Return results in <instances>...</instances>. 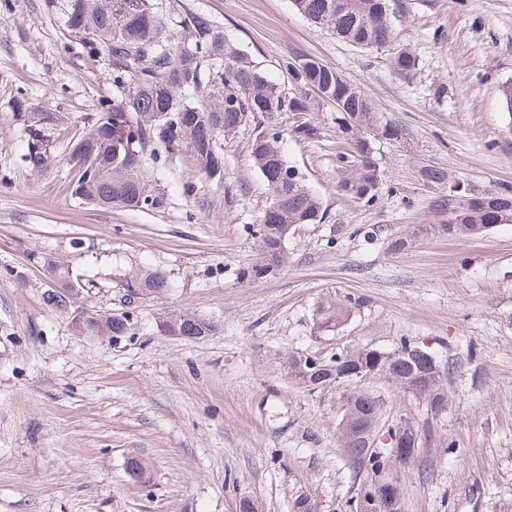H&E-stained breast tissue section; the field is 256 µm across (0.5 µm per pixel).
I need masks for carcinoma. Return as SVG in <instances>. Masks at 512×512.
Returning a JSON list of instances; mask_svg holds the SVG:
<instances>
[{
    "label": "carcinoma",
    "instance_id": "carcinoma-1",
    "mask_svg": "<svg viewBox=\"0 0 512 512\" xmlns=\"http://www.w3.org/2000/svg\"><path fill=\"white\" fill-rule=\"evenodd\" d=\"M294 8L315 26L336 34L351 45L377 50L393 40L387 0H291ZM158 0H64L63 14L68 29L81 35L84 49L108 59L112 73V98L103 99L99 110L85 118L83 128L67 140L71 195L100 208L128 210L157 209L167 202L165 191L153 186L144 175L145 166L161 161L179 165L188 177L182 193L195 194L196 180L224 183V140L243 126L265 123L251 141L249 154L269 195L268 208H277L281 219L260 220L255 231L259 261L252 266L256 278L275 274L285 262V243L297 227L318 224L324 210L320 198L306 188L290 165L282 143L279 117L287 112L294 119L292 131L311 135L302 115L314 110L319 101L310 92L327 91L344 98L339 112H360L376 121L379 136L401 140L405 130L378 115L361 91L347 82L336 69L315 59L294 56L283 60L291 83L289 90L268 79L247 53L206 15L177 11L166 23ZM396 73L409 78L418 67L417 57L400 50L393 58ZM58 117L49 112H32L26 117L28 168L40 170L47 160V147L55 137ZM349 152L338 153L337 188L355 199H372L380 173L371 149L346 138ZM506 209L503 223L512 224V187L497 193L473 196L468 207H460L443 196L437 210L450 213V223L437 224L441 233L455 239L477 238L489 231L493 211ZM61 288L84 290L86 283L69 265L47 262ZM121 302L135 303L132 291L145 296L168 288L164 274L140 269L116 282ZM348 316V306L321 303L314 329L329 332ZM163 321L172 336H206L217 324L191 313L171 314ZM93 336H121L130 328L129 314L103 313L102 321L91 322ZM410 344L397 348L398 355L379 358L371 349L356 347L330 356L323 368L309 370L299 356L287 353L284 368L297 384L312 390L349 381L345 372L359 363L377 369L400 388L416 387L413 396L427 403L448 402L442 378L427 377L406 352ZM380 406L370 393L354 391L347 400L339 422L341 446L349 465L367 473L349 507H358L359 495L376 492L374 477L392 464L391 449L368 448L366 439L377 435Z\"/></svg>",
    "mask_w": 512,
    "mask_h": 512
}]
</instances>
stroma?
Listing matches in <instances>:
<instances>
[{
	"mask_svg": "<svg viewBox=\"0 0 512 512\" xmlns=\"http://www.w3.org/2000/svg\"><path fill=\"white\" fill-rule=\"evenodd\" d=\"M62 0H0V512H291L308 498L344 512L362 481L337 438L347 387L309 390L282 355L330 357L355 346L428 350L447 374L449 401L436 441L389 475L404 512H512V224L466 241L435 232L444 187L438 167L475 193L512 184V0H389L393 48L367 51L314 26L291 0H179L224 28L275 82L284 58L335 68L405 139L371 140L380 190L357 200L336 187L339 114L311 113L314 133L287 134L284 151L317 194L324 217L285 244L273 276L251 277L253 233L269 202L248 125L224 144V183L195 196L180 170L149 164L164 187L156 210L102 209L71 196L63 145L34 172L25 113L79 125L111 95L100 58L71 34ZM419 65L402 78L393 49ZM407 245L392 249V240ZM72 265L92 287L75 310L121 311L118 275L149 267L167 290L133 304L132 329L81 335L45 306L46 260ZM349 300L331 332L313 328L322 300ZM217 323L211 335L165 333L167 313ZM381 426L423 423L426 406L376 375ZM148 466L147 482L125 469Z\"/></svg>",
	"mask_w": 512,
	"mask_h": 512,
	"instance_id": "1",
	"label": "stroma"
}]
</instances>
